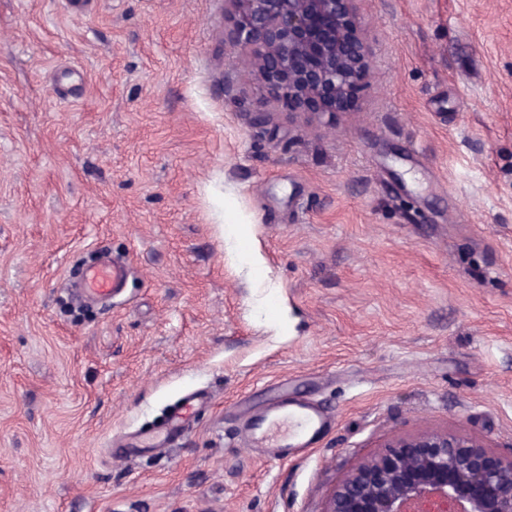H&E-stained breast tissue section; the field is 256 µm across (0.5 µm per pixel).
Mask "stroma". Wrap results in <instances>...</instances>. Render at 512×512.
Masks as SVG:
<instances>
[{"label": "stroma", "mask_w": 512, "mask_h": 512, "mask_svg": "<svg viewBox=\"0 0 512 512\" xmlns=\"http://www.w3.org/2000/svg\"><path fill=\"white\" fill-rule=\"evenodd\" d=\"M357 9L348 111L257 124L224 0H0V512H323L395 436L512 456V0ZM104 256L123 295L80 301ZM196 389L176 447L112 457ZM285 392L328 430L243 448Z\"/></svg>", "instance_id": "stroma-1"}]
</instances>
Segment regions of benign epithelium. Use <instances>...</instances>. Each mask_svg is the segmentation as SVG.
Here are the masks:
<instances>
[{
	"mask_svg": "<svg viewBox=\"0 0 512 512\" xmlns=\"http://www.w3.org/2000/svg\"><path fill=\"white\" fill-rule=\"evenodd\" d=\"M357 0H225L230 54L248 57L269 104L330 122L367 77ZM346 474L324 512H512V460L459 432L425 431Z\"/></svg>",
	"mask_w": 512,
	"mask_h": 512,
	"instance_id": "obj_1",
	"label": "benign epithelium"
}]
</instances>
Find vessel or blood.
I'll list each match as a JSON object with an SVG mask.
<instances>
[{
    "label": "vessel or blood",
    "instance_id": "vessel-or-blood-1",
    "mask_svg": "<svg viewBox=\"0 0 512 512\" xmlns=\"http://www.w3.org/2000/svg\"><path fill=\"white\" fill-rule=\"evenodd\" d=\"M127 278L126 264L103 262L87 268L78 288L84 297L110 301L119 295ZM205 401V396L200 392L187 394L152 432L116 439V454L132 458L175 447L190 428L199 406ZM283 420L289 425V440L303 449L311 448L324 423L321 413L308 402L284 397L273 410L255 421L252 428L255 433L264 435Z\"/></svg>",
    "mask_w": 512,
    "mask_h": 512
}]
</instances>
